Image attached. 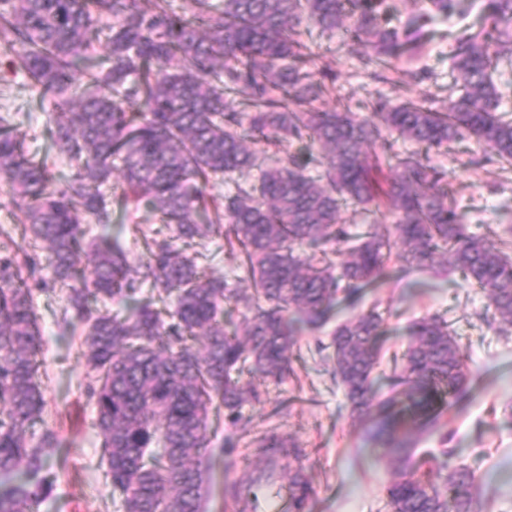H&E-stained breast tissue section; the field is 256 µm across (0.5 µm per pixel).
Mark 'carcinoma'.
<instances>
[{"label":"carcinoma","mask_w":512,"mask_h":512,"mask_svg":"<svg viewBox=\"0 0 512 512\" xmlns=\"http://www.w3.org/2000/svg\"><path fill=\"white\" fill-rule=\"evenodd\" d=\"M401 20L394 0H0V48L62 112L50 139L71 161L54 187L46 160L0 116V182L25 210L22 239L47 254L66 290L61 320L85 333L101 448L122 512H203L211 433L261 403L254 379L279 383L301 358L298 326L319 329L336 307L380 286L388 262L403 270L448 258L492 309L488 324L512 333V227L472 232L447 171L429 153L465 142L512 172V0H486L466 24L456 0H423ZM435 16L456 19L448 106L425 97H369L366 116L337 103L304 35L339 31L367 49L387 81ZM316 148L318 155L310 153ZM123 180L110 182L115 161ZM228 187L224 205L206 186ZM145 202L159 224L134 227L146 258L118 241H87L82 220L112 222V202ZM367 230L354 234L342 214ZM220 240L235 260L216 279L194 250ZM94 265L86 276L83 259ZM24 248L0 250V512H36L55 488L58 452L43 427L38 381L42 333ZM250 283L252 292L237 288ZM110 301L121 317L92 309ZM229 306L244 308L228 330ZM384 319L377 308L332 333L331 378L357 417L378 410L374 438L390 450L387 512H482L474 473L415 458L417 434L434 427L471 387L467 357L448 321L410 330L392 396L376 400L372 373ZM266 458L288 457V482H311L294 441L270 434Z\"/></svg>","instance_id":"carcinoma-1"}]
</instances>
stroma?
Instances as JSON below:
<instances>
[{
	"instance_id": "obj_1",
	"label": "stroma",
	"mask_w": 512,
	"mask_h": 512,
	"mask_svg": "<svg viewBox=\"0 0 512 512\" xmlns=\"http://www.w3.org/2000/svg\"><path fill=\"white\" fill-rule=\"evenodd\" d=\"M424 32L419 56L399 63L402 80L406 94L428 95L434 107L443 108L448 104L452 42L448 22L434 19ZM308 43L351 111H361L371 94L393 96L390 85L374 79L373 67L357 48L338 38L329 42L315 35ZM423 68L432 77L421 82L414 74ZM52 110V101L31 88L26 74L8 67L0 56V115L10 116L31 150L50 152L56 174L66 175L69 162L53 153L46 134ZM435 162L447 169L471 230L499 222L512 225V182L481 148L472 147L455 161L439 156ZM26 273L36 287L34 303L44 340L43 419L60 442V454L52 459L59 479L39 512H117L101 458L96 407L88 392L90 368L81 354L83 338L58 325L65 306L61 294L40 288L51 279L43 251L33 253ZM374 304L385 318V349L405 347L412 322L425 315L442 316L460 336L474 381L468 399L453 405L443 417L455 450L448 464H463L474 472L486 495L493 498L490 512H512V335L501 336L484 324L480 319L487 311L484 295L437 263L407 272L390 265L380 288L368 291L356 308L340 307L337 317L345 319ZM331 332L328 326L301 328L302 358L294 376L277 386H261V404L245 406L239 422L225 427L214 440L207 512H231L226 505L229 487L261 466L257 440L271 433L292 438L305 451L303 463L313 486L306 512H385L389 455L369 438L365 425L351 418L341 390L317 353L319 342L328 340Z\"/></svg>"
}]
</instances>
